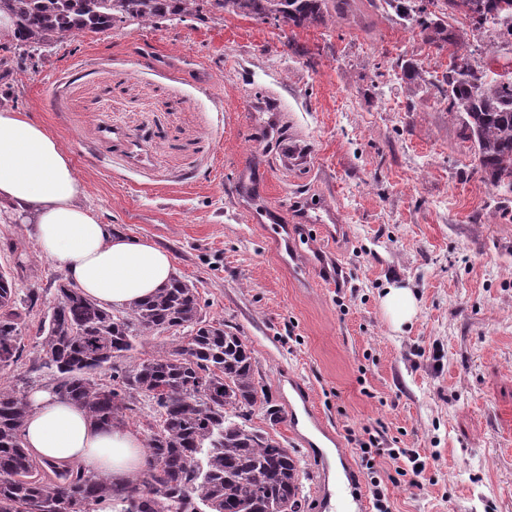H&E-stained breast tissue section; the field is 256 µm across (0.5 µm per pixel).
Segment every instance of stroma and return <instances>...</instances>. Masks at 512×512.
<instances>
[{"mask_svg": "<svg viewBox=\"0 0 512 512\" xmlns=\"http://www.w3.org/2000/svg\"><path fill=\"white\" fill-rule=\"evenodd\" d=\"M360 25L273 26L228 12L85 31L0 78V107L31 114L70 154L103 223L168 250L206 315L253 351L270 407L250 424L289 448L304 512L319 479L287 432L289 378L390 512H512V193L494 188L433 87L448 51L362 0ZM116 137L102 139L101 125ZM271 203L330 198L343 219L276 249L236 186L242 161ZM37 329L62 273L34 227L0 217V266ZM410 289L394 328L381 299ZM377 436L362 452L360 441ZM425 468L409 485L406 458Z\"/></svg>", "mask_w": 512, "mask_h": 512, "instance_id": "1", "label": "stroma"}]
</instances>
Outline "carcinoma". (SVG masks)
Instances as JSON below:
<instances>
[{
    "mask_svg": "<svg viewBox=\"0 0 512 512\" xmlns=\"http://www.w3.org/2000/svg\"><path fill=\"white\" fill-rule=\"evenodd\" d=\"M437 50L453 47L441 77L416 71L436 87L448 113L469 131L480 169L495 187L512 193V78L489 76L508 34L495 31L512 17V0H383ZM262 22L308 26L326 14L359 22L351 0H0L15 20L10 54L40 50L83 31L120 24L154 26L165 18H199L204 5ZM468 21L448 31V13ZM494 32L475 44L474 35ZM15 276L0 270V368L24 356L22 314ZM170 334L165 353L126 365L143 336ZM33 357L45 387L82 408L100 426L126 424L147 400L148 467L140 482L117 487L73 467L46 469L23 447L22 428L31 403L20 391L0 387V512H301L295 457L266 433L249 426L261 400L252 350L224 322L209 319L194 283L176 275L150 297L116 309L58 280L54 304L40 321Z\"/></svg>",
    "mask_w": 512,
    "mask_h": 512,
    "instance_id": "cac0c4a2",
    "label": "carcinoma"
}]
</instances>
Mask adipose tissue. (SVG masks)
Listing matches in <instances>:
<instances>
[{
    "mask_svg": "<svg viewBox=\"0 0 512 512\" xmlns=\"http://www.w3.org/2000/svg\"><path fill=\"white\" fill-rule=\"evenodd\" d=\"M84 194L57 139L26 113L0 109V209L34 222L43 256L86 294L115 307L149 297L173 276L171 255L109 229L82 204ZM30 402L22 440L33 458L119 486L141 478L147 455L136 432L96 426L83 410L44 391Z\"/></svg>",
    "mask_w": 512,
    "mask_h": 512,
    "instance_id": "adipose-tissue-1",
    "label": "adipose tissue"
}]
</instances>
